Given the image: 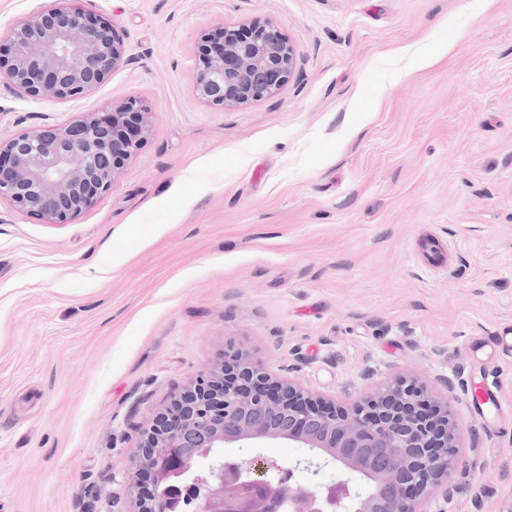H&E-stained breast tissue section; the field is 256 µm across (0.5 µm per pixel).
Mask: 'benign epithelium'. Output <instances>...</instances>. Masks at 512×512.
<instances>
[{
    "mask_svg": "<svg viewBox=\"0 0 512 512\" xmlns=\"http://www.w3.org/2000/svg\"><path fill=\"white\" fill-rule=\"evenodd\" d=\"M193 84L202 102L233 109L275 96L295 73L296 50L270 21L200 33ZM114 25L91 11L43 2L0 42V81L34 100L76 98L126 62ZM152 130V113L129 99L63 126L0 138V201L67 224L113 187ZM457 422L418 382L398 381L349 409L291 380H274L243 354L224 355L208 380L146 429L126 475L153 493L138 512H432L456 448ZM284 440L340 465L345 479L323 487L295 480L309 459L285 465L224 456L257 440Z\"/></svg>",
    "mask_w": 512,
    "mask_h": 512,
    "instance_id": "1",
    "label": "benign epithelium"
}]
</instances>
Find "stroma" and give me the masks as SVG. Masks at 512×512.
I'll return each instance as SVG.
<instances>
[{
  "label": "stroma",
  "mask_w": 512,
  "mask_h": 512,
  "mask_svg": "<svg viewBox=\"0 0 512 512\" xmlns=\"http://www.w3.org/2000/svg\"><path fill=\"white\" fill-rule=\"evenodd\" d=\"M68 2L127 62L75 99L0 82V137L131 97L153 128L70 223L0 203V512H137L144 430L232 350L346 408L418 381L458 424L434 512H512V422L469 413L488 375L512 402V355L464 351L512 328V0ZM251 20L294 76L202 103L198 34Z\"/></svg>",
  "instance_id": "stroma-1"
}]
</instances>
